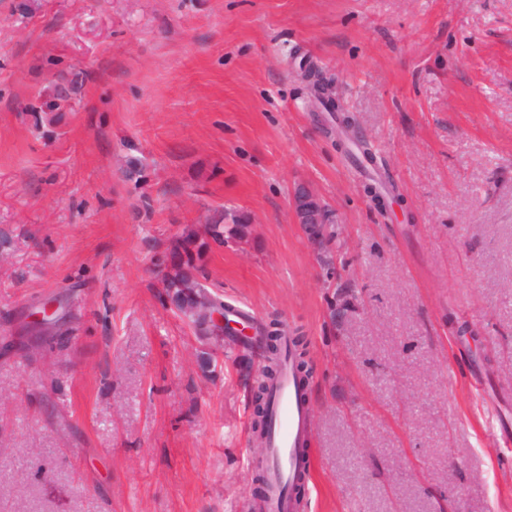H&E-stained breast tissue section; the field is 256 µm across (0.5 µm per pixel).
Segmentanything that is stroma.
Returning <instances> with one entry per match:
<instances>
[{"instance_id":"1","label":"stroma","mask_w":512,"mask_h":512,"mask_svg":"<svg viewBox=\"0 0 512 512\" xmlns=\"http://www.w3.org/2000/svg\"><path fill=\"white\" fill-rule=\"evenodd\" d=\"M221 206L206 285L307 338L304 512H512V0H0V512L254 499L262 364L160 286ZM289 206L295 224L303 225L309 238L320 241L318 238L311 237L307 232L308 225L318 224L314 229L316 235L328 241L333 239V224H324L325 212L329 210L310 186L306 184L296 186L291 191ZM59 309L60 304L54 305L51 303L46 305L42 311L34 313L33 315L36 318L30 322L29 326L31 335L39 336L40 339L43 336H49L63 318V314L60 313Z\"/></svg>"}]
</instances>
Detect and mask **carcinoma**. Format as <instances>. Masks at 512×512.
<instances>
[{
	"mask_svg": "<svg viewBox=\"0 0 512 512\" xmlns=\"http://www.w3.org/2000/svg\"><path fill=\"white\" fill-rule=\"evenodd\" d=\"M247 219L233 209L216 210L201 233L187 231L176 236L170 247L171 266L163 278L166 293L177 310L188 319L195 332L205 336L204 328L212 314H227L223 300L212 293L199 279L204 256L211 245H222L246 233ZM267 350L263 354L264 365L253 380L256 412L252 432L258 440L266 438L271 426V384L283 367L292 365L296 374L306 377V346L301 336L283 340L279 322L269 321L265 329Z\"/></svg>",
	"mask_w": 512,
	"mask_h": 512,
	"instance_id": "1",
	"label": "carcinoma"
}]
</instances>
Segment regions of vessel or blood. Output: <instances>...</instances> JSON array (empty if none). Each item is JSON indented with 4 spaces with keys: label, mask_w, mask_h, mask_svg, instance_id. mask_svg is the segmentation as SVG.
I'll return each mask as SVG.
<instances>
[{
    "label": "vessel or blood",
    "mask_w": 512,
    "mask_h": 512,
    "mask_svg": "<svg viewBox=\"0 0 512 512\" xmlns=\"http://www.w3.org/2000/svg\"><path fill=\"white\" fill-rule=\"evenodd\" d=\"M272 424L267 436L269 485L266 497L247 512H295L289 489L305 468L308 436L307 387L293 369H285L272 388Z\"/></svg>",
    "instance_id": "vessel-or-blood-1"
}]
</instances>
